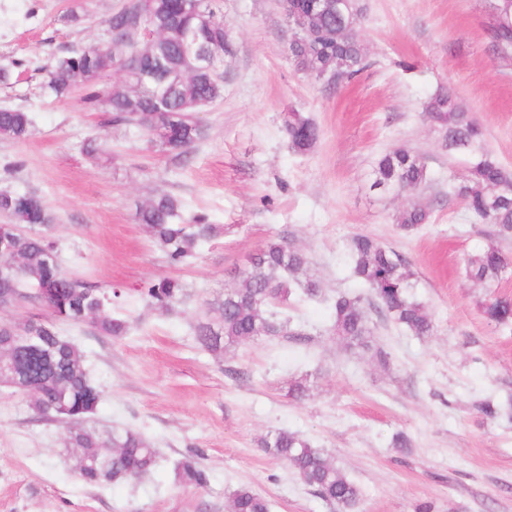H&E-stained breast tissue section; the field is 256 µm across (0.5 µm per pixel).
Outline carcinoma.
Wrapping results in <instances>:
<instances>
[{"mask_svg": "<svg viewBox=\"0 0 512 512\" xmlns=\"http://www.w3.org/2000/svg\"><path fill=\"white\" fill-rule=\"evenodd\" d=\"M504 19H495L488 29L493 55L512 57V0H495ZM209 18L212 53L211 72L195 74L194 59L186 55L179 39L183 31L193 32L202 16ZM361 16L357 0H344L342 11H328L308 24L317 37L289 46V55L305 70L329 68L350 81L369 66V61L353 33ZM140 24L163 33L147 51L138 49L124 37L125 29ZM112 33L106 44L73 50L60 57L48 74L51 95L63 98L76 90L85 91L83 102L99 101L97 81L118 68L121 61L145 76L134 92L111 93L104 99L106 111L115 125L139 127L160 138L161 144L179 165L188 163L190 149L202 139L203 128L193 113L224 96V57L233 46L224 29V17L217 0H138L121 4L105 22ZM429 118L445 128L450 153L472 156L470 179L458 184L454 194L465 205L473 223L491 224L502 239L512 238V173L481 152L483 130L475 118L457 103L454 94L443 89L427 102ZM29 113L18 108H0V138L22 142L31 133ZM284 128L293 148L304 153L320 138L321 130L299 112L284 116ZM372 187L380 190L417 191L427 182L422 159L406 149L381 155L374 170ZM0 210L15 229L0 234L10 238V251L0 254V264L18 257L22 264L9 276L0 277V294H8L12 306L22 302L39 304L38 289L50 288L47 307L53 318L73 324H89L100 333L122 336L127 322L112 316V299L87 282L73 278L54 263L57 253L51 232L53 217L43 198L31 192L0 193ZM430 212L412 204L398 217L399 226L415 230L428 222ZM149 238L166 252L168 261L180 266L193 258L198 248L214 235V225L197 220L184 222L183 205L170 194H161L137 213ZM347 266L352 276L369 291L371 301L349 293L336 295L331 305L332 330L349 349L372 347L371 313L413 336L428 338L435 325L425 304L414 292V273L395 250L368 235L350 241ZM309 256L280 238L257 248L245 269L237 271L240 283L224 289V298L212 315L196 326L198 343L209 351H219L246 340L276 338L284 332V321L273 312L279 302L300 293L307 299L322 294L320 281L309 273ZM468 279L484 288H495L512 273V258L489 246L466 262ZM140 294L162 311H170L186 297V289L176 278L149 282ZM485 317L498 325L512 324V299L492 296L483 306ZM16 360V368L3 373V381L16 391L31 393V406L42 419L52 421L58 408L70 413L64 425L68 435L64 446L77 449L75 470L87 485H107L136 481L159 465L157 450L137 431L114 428L98 431L85 426L98 408L103 390L87 371L77 344L60 335L51 321L30 320L21 327L0 324V359ZM479 411L492 419L512 421V401L485 400ZM262 446L271 456L289 466L321 500L336 512H355L361 498L359 486L330 462L322 449L298 432L278 430L269 434ZM178 483L186 488L204 489L209 475L197 462L185 460L174 468ZM230 512H269V503L260 493L240 487L230 496Z\"/></svg>", "mask_w": 512, "mask_h": 512, "instance_id": "carcinoma-1", "label": "carcinoma"}]
</instances>
